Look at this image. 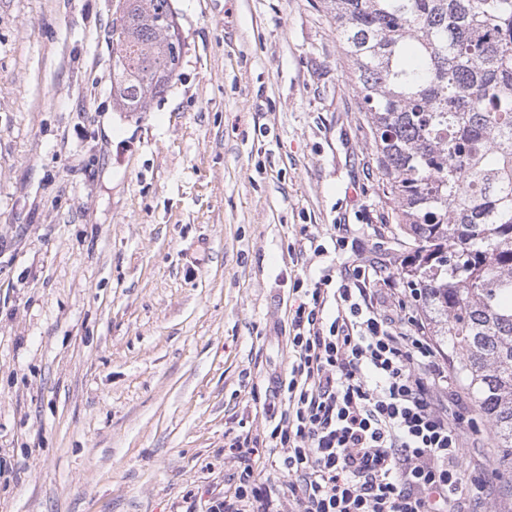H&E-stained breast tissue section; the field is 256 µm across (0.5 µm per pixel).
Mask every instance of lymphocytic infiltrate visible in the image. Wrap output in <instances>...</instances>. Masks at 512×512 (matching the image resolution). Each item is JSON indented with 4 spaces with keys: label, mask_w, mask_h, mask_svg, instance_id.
Returning <instances> with one entry per match:
<instances>
[{
    "label": "lymphocytic infiltrate",
    "mask_w": 512,
    "mask_h": 512,
    "mask_svg": "<svg viewBox=\"0 0 512 512\" xmlns=\"http://www.w3.org/2000/svg\"><path fill=\"white\" fill-rule=\"evenodd\" d=\"M390 261L360 257L341 282L296 281L288 369L266 390L281 410L263 447L234 437L235 481L206 512H459L469 493L465 418L448 408V371L424 322L383 314ZM274 461L280 483L253 474Z\"/></svg>",
    "instance_id": "1"
}]
</instances>
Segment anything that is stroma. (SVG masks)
Instances as JSON below:
<instances>
[{
    "mask_svg": "<svg viewBox=\"0 0 512 512\" xmlns=\"http://www.w3.org/2000/svg\"><path fill=\"white\" fill-rule=\"evenodd\" d=\"M115 0H0V512H198L288 367L295 279L396 246L323 0H173L182 65L112 108ZM349 225L347 251L307 254ZM479 428L462 512H512Z\"/></svg>",
    "mask_w": 512,
    "mask_h": 512,
    "instance_id": "1",
    "label": "stroma"
}]
</instances>
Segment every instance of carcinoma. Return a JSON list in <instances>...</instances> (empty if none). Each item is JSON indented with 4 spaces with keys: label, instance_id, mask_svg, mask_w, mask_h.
Listing matches in <instances>:
<instances>
[{
    "label": "carcinoma",
    "instance_id": "cac0c4a2",
    "mask_svg": "<svg viewBox=\"0 0 512 512\" xmlns=\"http://www.w3.org/2000/svg\"><path fill=\"white\" fill-rule=\"evenodd\" d=\"M352 62L401 275L512 463V0H324ZM172 0H116L112 108L144 112L182 61Z\"/></svg>",
    "mask_w": 512,
    "mask_h": 512
}]
</instances>
